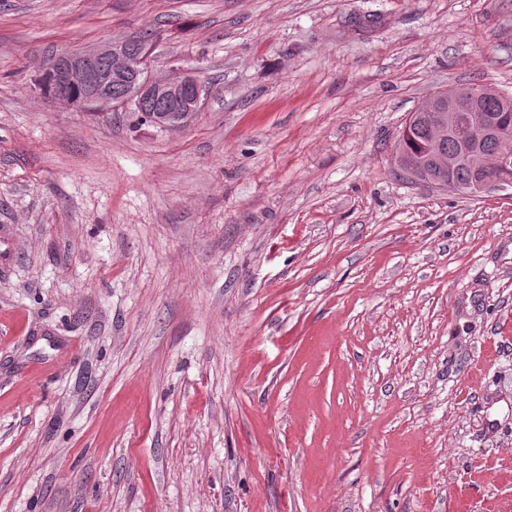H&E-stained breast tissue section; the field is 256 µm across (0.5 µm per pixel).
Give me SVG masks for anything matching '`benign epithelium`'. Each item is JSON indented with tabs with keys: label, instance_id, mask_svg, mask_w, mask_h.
<instances>
[{
	"label": "benign epithelium",
	"instance_id": "7a95c632",
	"mask_svg": "<svg viewBox=\"0 0 512 512\" xmlns=\"http://www.w3.org/2000/svg\"><path fill=\"white\" fill-rule=\"evenodd\" d=\"M52 92L49 99L54 104L75 108L78 105L73 91L83 92V103L103 109L141 106L146 101H160L163 109L144 112L142 118L154 125L176 131L200 111L205 85L192 71L175 76L159 77L152 74L150 54L137 55L134 44L128 39H114L82 48L56 57L50 65ZM121 83L124 93L112 97V85ZM498 92L483 86L448 92V111L436 115V139L442 140L469 131L463 148L438 162L453 171L461 165L473 170L475 179L461 184L453 179L434 181L432 185L462 195H477L489 188H505L509 183L497 180L492 172L512 164L509 155L484 153L478 141L484 137L499 140L512 138V123L490 119L479 110V103Z\"/></svg>",
	"mask_w": 512,
	"mask_h": 512
}]
</instances>
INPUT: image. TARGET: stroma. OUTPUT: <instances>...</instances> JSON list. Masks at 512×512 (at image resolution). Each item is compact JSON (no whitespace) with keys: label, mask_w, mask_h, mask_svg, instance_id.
I'll return each instance as SVG.
<instances>
[{"label":"stroma","mask_w":512,"mask_h":512,"mask_svg":"<svg viewBox=\"0 0 512 512\" xmlns=\"http://www.w3.org/2000/svg\"><path fill=\"white\" fill-rule=\"evenodd\" d=\"M148 35L183 129L36 90ZM512 96V0H0V512H512V187L403 177ZM463 88L466 87H459L456 88L458 90L448 92V112H438L435 117L436 139L438 140L448 138L462 130L469 131V137L464 142L463 148L455 154L459 150L461 141L454 138H448L437 143L430 142L433 130L429 115L426 112L419 113L415 111L410 115H413L411 128L402 133L404 125L397 140V167L403 172L401 165L403 160L413 158L426 147H429L438 156L454 154L448 156V159H438L441 165L448 166V172L439 168L437 164L430 165L428 169V174L431 177L447 176L448 181L422 179L418 172L423 164L420 159L405 168L404 174L409 179L429 183L438 188L468 196L477 195L489 188L512 187V183L494 179V176L490 174L499 168L512 164V140H505L512 138V123L511 121L502 122L490 119L480 112L481 110L488 116L497 118L500 114L506 113L508 103L503 97L501 99L489 98L483 100L487 97H498V92L495 89L471 86L459 91ZM481 100L483 101L480 103ZM484 137H494L502 140H491L484 144L487 151L501 154L489 155L484 153L477 145L478 141ZM461 165L471 168L475 173V179H473L474 175L471 170ZM455 169V177L459 181L469 182L472 179L473 181L461 184L453 180L449 172Z\"/></svg>","instance_id":"1"}]
</instances>
